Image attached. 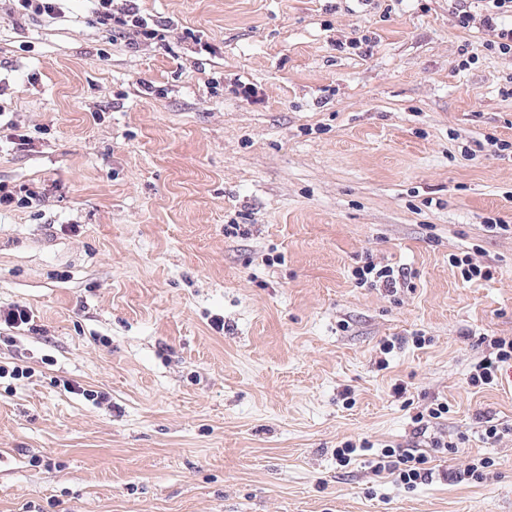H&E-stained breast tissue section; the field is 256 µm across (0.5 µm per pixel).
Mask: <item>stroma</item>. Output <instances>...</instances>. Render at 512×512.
Returning <instances> with one entry per match:
<instances>
[{
	"mask_svg": "<svg viewBox=\"0 0 512 512\" xmlns=\"http://www.w3.org/2000/svg\"><path fill=\"white\" fill-rule=\"evenodd\" d=\"M460 2L139 0L144 41L0 0V512H512V377L468 384L512 335V54ZM348 439L493 464L407 489ZM456 267H461L462 279L467 283L488 281L493 278L491 267H481L470 263L467 257L454 258ZM400 272L390 266H378L372 260L364 263L363 266L356 267L352 274L360 287H377L378 285L388 289H394Z\"/></svg>",
	"mask_w": 512,
	"mask_h": 512,
	"instance_id": "obj_1",
	"label": "stroma"
}]
</instances>
